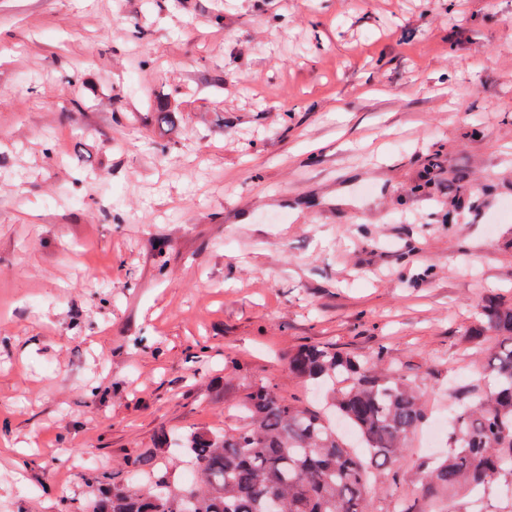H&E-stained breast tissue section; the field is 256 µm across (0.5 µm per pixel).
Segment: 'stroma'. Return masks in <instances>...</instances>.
<instances>
[{
	"instance_id": "obj_1",
	"label": "stroma",
	"mask_w": 512,
	"mask_h": 512,
	"mask_svg": "<svg viewBox=\"0 0 512 512\" xmlns=\"http://www.w3.org/2000/svg\"><path fill=\"white\" fill-rule=\"evenodd\" d=\"M142 15L146 42L112 0H0V512H53L160 432L239 425L254 384L313 404L287 365L305 345L419 374L431 425L481 381L478 302L512 301V0ZM69 75L99 112L176 106L169 158L152 127L110 146L61 115ZM117 77L119 97L92 96ZM53 209L67 223L44 225ZM408 446L376 512L413 489Z\"/></svg>"
}]
</instances>
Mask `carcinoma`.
I'll return each instance as SVG.
<instances>
[{"label":"carcinoma","mask_w":512,"mask_h":512,"mask_svg":"<svg viewBox=\"0 0 512 512\" xmlns=\"http://www.w3.org/2000/svg\"><path fill=\"white\" fill-rule=\"evenodd\" d=\"M70 103L88 132L103 134L82 96ZM164 130L178 127L176 108L147 110ZM469 336L476 347L493 342L482 370L486 392L455 390L448 453L418 473L415 493L393 512H449L448 498L465 500L500 480L512 485V307L492 294L479 305ZM382 352L367 358L328 346H305L288 357V371L325 390L321 408L292 403L257 385L245 405L246 422L222 432L161 433L152 451L100 471L88 482L94 505L60 497L54 512H374L376 473L395 475L407 443L425 414L416 376L383 374ZM188 458L198 474L180 482L171 453Z\"/></svg>","instance_id":"obj_1"}]
</instances>
